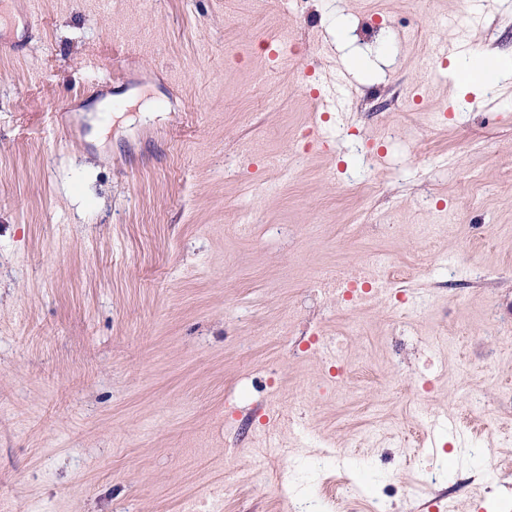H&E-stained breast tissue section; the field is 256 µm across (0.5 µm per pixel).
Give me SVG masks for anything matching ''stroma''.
I'll return each mask as SVG.
<instances>
[{
	"instance_id": "stroma-1",
	"label": "stroma",
	"mask_w": 512,
	"mask_h": 512,
	"mask_svg": "<svg viewBox=\"0 0 512 512\" xmlns=\"http://www.w3.org/2000/svg\"><path fill=\"white\" fill-rule=\"evenodd\" d=\"M0 53V512H512V0H13ZM294 29L296 65L269 38ZM507 64L461 88L436 44ZM349 77L348 109L312 90ZM422 84L417 104L377 97ZM110 112L97 136L94 122ZM309 127L329 153L300 146ZM294 169L283 180L277 162ZM376 188L377 222L353 182ZM268 193L255 198L257 184ZM257 222L237 230L236 203ZM451 210L448 235L403 224ZM395 299L310 277L377 255ZM493 287H434L449 260ZM491 313L495 337L484 333ZM342 336L340 363L318 339ZM347 383V398L336 396ZM474 390L498 419L469 410ZM441 432L423 437L417 408ZM417 428L412 448L402 432ZM344 464L322 465V444ZM433 465L437 484H422ZM353 509L330 501L340 480ZM293 495L281 502L277 487ZM413 277L411 274L396 265H394L389 259H384L381 262V272L379 275V281L381 289L374 293L386 294L388 296L394 295L403 304L409 300L410 284Z\"/></svg>"
}]
</instances>
